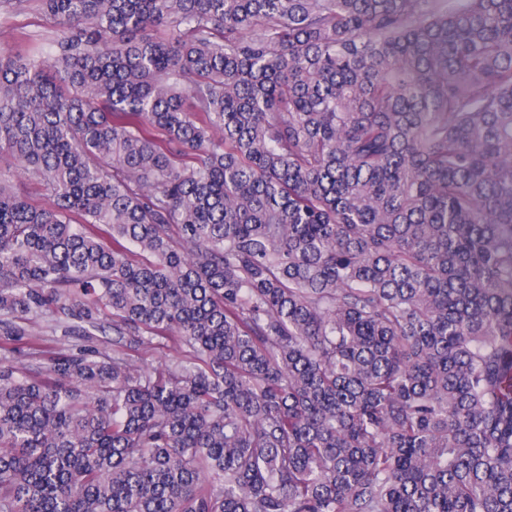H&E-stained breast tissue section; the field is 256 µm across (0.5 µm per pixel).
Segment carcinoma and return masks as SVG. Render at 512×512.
<instances>
[{
	"instance_id": "1",
	"label": "carcinoma",
	"mask_w": 512,
	"mask_h": 512,
	"mask_svg": "<svg viewBox=\"0 0 512 512\" xmlns=\"http://www.w3.org/2000/svg\"><path fill=\"white\" fill-rule=\"evenodd\" d=\"M38 3L0 512H512V0Z\"/></svg>"
}]
</instances>
